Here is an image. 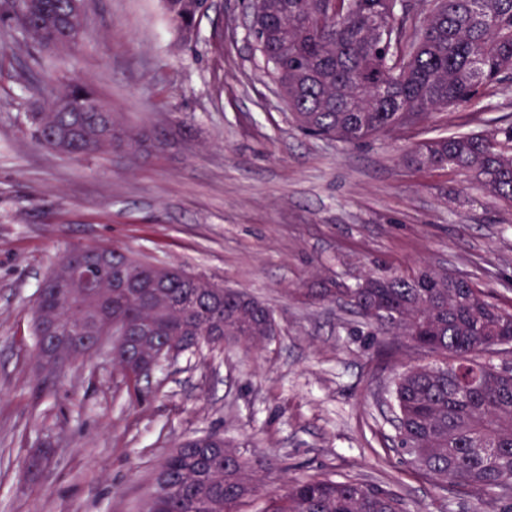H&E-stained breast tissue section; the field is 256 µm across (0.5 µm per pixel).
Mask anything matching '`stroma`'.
<instances>
[{"instance_id": "obj_1", "label": "stroma", "mask_w": 512, "mask_h": 512, "mask_svg": "<svg viewBox=\"0 0 512 512\" xmlns=\"http://www.w3.org/2000/svg\"><path fill=\"white\" fill-rule=\"evenodd\" d=\"M218 0L190 41L163 0H86L84 36L38 48L0 27V512H138L185 438L219 432L265 457L268 488L295 476L395 487L408 512H477L394 451L396 373L429 353L371 338L338 295L375 262L445 267L512 305V212L451 170H417L413 143L512 113V83L361 146L303 134L248 31ZM78 79L118 125L154 137L75 158L38 145L36 81ZM114 246L247 292L274 311L264 347L202 348L162 363L146 392L106 353L42 367L31 335L42 280L75 247ZM51 449L27 477L25 461Z\"/></svg>"}]
</instances>
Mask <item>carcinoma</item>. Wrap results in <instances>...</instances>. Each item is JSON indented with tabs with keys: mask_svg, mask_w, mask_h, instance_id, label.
I'll list each match as a JSON object with an SVG mask.
<instances>
[{
	"mask_svg": "<svg viewBox=\"0 0 512 512\" xmlns=\"http://www.w3.org/2000/svg\"><path fill=\"white\" fill-rule=\"evenodd\" d=\"M66 0H30L41 29L38 45L65 48L70 24ZM179 33L195 30L210 8L206 0H164ZM331 0H254V39L288 97L304 131L349 145L396 131L450 107H468L487 91L512 80V0H349L344 15ZM0 22L26 34L14 0H0ZM95 92L72 81L29 116L38 143L74 156L112 148V138L138 143L128 131L114 133L110 112H65L63 104ZM407 163L449 167L512 208V114L489 128L421 140L405 152ZM95 253L105 261L101 287L85 290L66 269ZM138 287L114 288L123 269ZM43 281L33 308L38 357L66 364L92 354L84 337L113 320L136 328L130 350L113 364L137 383L157 366L164 348L191 352L234 340L258 349L272 338L274 314L245 292L213 287L184 271L161 268L120 249L69 250ZM340 294L371 336L402 339L436 357L431 365L406 368L390 397L395 412L394 446L417 473L442 489L455 487L494 496L493 512H512V307L487 299L466 278L420 266L409 274L369 269L355 288ZM507 354L500 365L483 355ZM46 449L32 453L27 471L37 475ZM260 460L243 459L220 441L197 437L172 449L154 472L142 512H233L259 492ZM266 512H406L394 490L357 479L299 477L269 492Z\"/></svg>",
	"mask_w": 512,
	"mask_h": 512,
	"instance_id": "carcinoma-1",
	"label": "carcinoma"
}]
</instances>
